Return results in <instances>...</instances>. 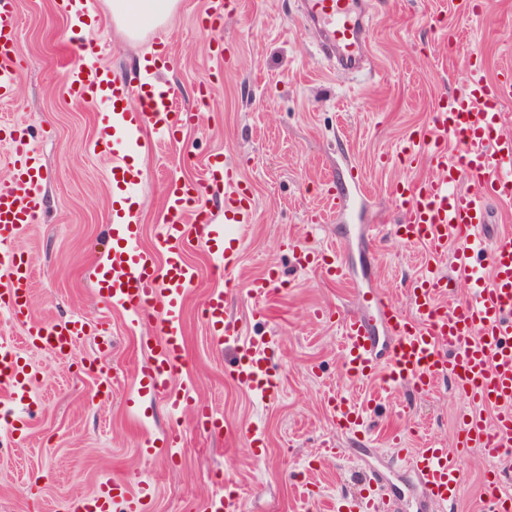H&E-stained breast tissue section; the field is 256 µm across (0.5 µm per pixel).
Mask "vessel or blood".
<instances>
[{
  "label": "vessel or blood",
  "mask_w": 512,
  "mask_h": 512,
  "mask_svg": "<svg viewBox=\"0 0 512 512\" xmlns=\"http://www.w3.org/2000/svg\"><path fill=\"white\" fill-rule=\"evenodd\" d=\"M235 4L236 0H209V28L222 26ZM303 12L318 26L323 50L345 68H356L369 49L363 0H303ZM17 34L16 0H0V101L10 99L18 79ZM81 50L85 58L68 69L67 90L75 99L108 104L115 115L130 119V126L121 129L104 125L100 142L112 150L115 189L132 197L142 183L140 171L127 161L133 127L148 125L172 140L188 119L187 113L172 111L170 91L156 82L170 58L157 56L143 82L132 87L94 64L100 46L85 43ZM511 97V70H503L493 80L472 71L458 91L437 99L430 128L419 134L416 146L404 150L411 161L425 155L436 175L396 185L393 197L404 214L396 234L404 241L426 244L432 254L449 255L451 276L431 274L413 283L408 290L413 316H405L377 290L368 297L374 318L351 311L338 315L344 367L352 381L377 379L386 390L410 385L424 393L440 378L455 380L470 401L459 418V444L481 449L495 464L512 456V234L488 235L486 224L488 200L512 202V135L502 132L499 112L500 104ZM7 141L13 177L0 185V308L10 322L23 327L29 346L68 357L76 343L89 335V326L77 318L36 320L29 312L31 273L14 245L43 207L41 158L22 127H11ZM452 142L458 146L453 154L448 151ZM206 169L205 181L177 179L169 184L168 220L160 233L168 253L165 270H158L153 256L139 250L138 225L118 224L106 248L109 268L96 283L102 301L153 323L159 338L153 360L140 376L162 393L169 391L170 377L184 363L180 312L196 281L193 268L181 256L190 240L188 215H201V200L211 187L223 186L224 249L217 257L229 271L236 264L241 231L254 214L233 163L216 156ZM453 276L470 283V294L447 305L442 298ZM272 284L269 275L249 282L253 317H263ZM226 303V292H211L203 303V317L216 344L230 339L236 344L238 357L231 377L260 397L272 396L277 382L267 344L240 338L226 315ZM379 323L390 335L384 348L376 336ZM33 380L18 349L1 342L0 390L21 402L30 398ZM486 406L495 408L493 417L483 414ZM333 414L337 428L354 435L365 433V407L340 395ZM396 455L408 462L428 501H454L458 469L447 449L400 448ZM486 502L490 512H505L512 504V486L492 479ZM116 505L126 512H144L140 499L120 477L103 482L87 500L72 503L69 512H111Z\"/></svg>",
  "instance_id": "b4317fda"
}]
</instances>
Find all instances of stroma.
<instances>
[{"instance_id": "1", "label": "stroma", "mask_w": 512, "mask_h": 512, "mask_svg": "<svg viewBox=\"0 0 512 512\" xmlns=\"http://www.w3.org/2000/svg\"><path fill=\"white\" fill-rule=\"evenodd\" d=\"M365 6L371 53L360 71L347 73L320 50L302 0H240L237 15L216 30L199 25L208 0H179L166 25L135 41L113 21L107 0H88L92 21L81 27L62 0H18L21 67L12 98L0 102V124L27 128L44 165L43 210L16 244L31 262L30 313L43 321L78 316L106 333L84 338L73 357L60 359L25 347L21 327H7L37 383L23 411L31 424L13 433L14 446L0 459V512H64L116 474L150 512H206L228 489L239 512H336L339 501L359 496L372 472L381 478L385 512H419L423 492L391 454L395 439L406 448L442 445L457 461L454 503L431 512H483L492 464L479 449L457 445L463 397L454 383L439 381L425 394L383 391L375 380L352 383L338 320L325 312L368 310L363 295L372 288L402 307L417 279L449 273L447 258L395 235L401 215L391 191L434 174L427 157L408 163L401 151L429 129L436 98L456 91L471 63L490 79L512 68V0H487L478 17L461 0ZM449 29L460 36L458 50L448 48ZM78 36L97 40L100 63L134 84L139 61L168 53L161 85L172 90L174 111L195 115L174 141L142 127L128 157L143 178L133 199L142 249L165 263L158 232L167 220V186L202 178L211 154L233 159L254 199L231 275L207 247L183 253L197 283L184 298L185 361L171 388L188 389L195 404L177 411L138 379L152 359L151 323L103 303L96 290L115 215L112 158L93 145L110 108L66 93ZM218 42L230 57L220 73L210 53ZM353 169L361 174V204L346 215L330 210L329 192ZM376 225L379 236L367 242ZM290 238L337 251L345 279L301 268L284 245ZM272 270L279 278L265 316L253 318L246 285ZM221 289L243 338L268 343L280 382L274 397L260 399L230 376L234 345L217 346L201 315L206 296ZM346 391L367 407L370 439L337 430L330 406ZM198 405L222 418L221 431L198 423ZM174 427L184 443L165 447ZM254 434L262 447L251 446ZM307 485L315 499L304 498Z\"/></svg>"}]
</instances>
